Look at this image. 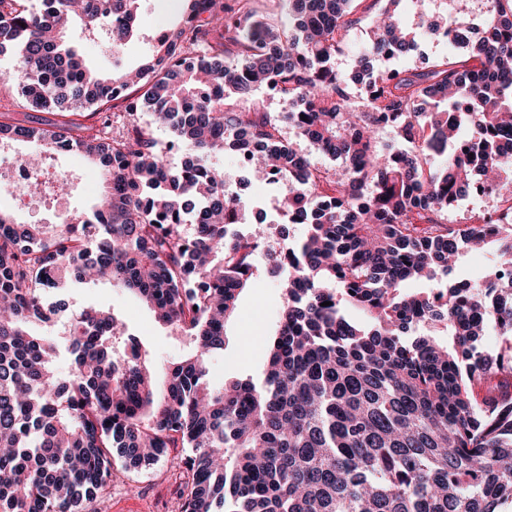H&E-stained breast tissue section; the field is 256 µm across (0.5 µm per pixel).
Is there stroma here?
Returning a JSON list of instances; mask_svg holds the SVG:
<instances>
[{"label":"stroma","instance_id":"1","mask_svg":"<svg viewBox=\"0 0 512 512\" xmlns=\"http://www.w3.org/2000/svg\"><path fill=\"white\" fill-rule=\"evenodd\" d=\"M139 4L140 30L119 59H112L92 42L74 41L75 50L83 56L90 69L108 74L138 68L155 54L157 31L177 24L184 12L183 0H139ZM13 68V54H0V123L40 128L57 123L60 115L55 111L21 113L8 109L7 101L14 89L7 78ZM92 168V162L82 156L54 155L49 161V173L68 170L74 175L60 207L54 208L45 203L20 209L10 197L0 194V209L11 212L16 221L23 224L55 220L63 210L91 212L97 197L85 183L83 174ZM64 297L67 311L75 314L88 307L112 309L128 332L139 339L158 372H165L168 366L180 362L191 350L187 337L158 322L146 305L127 291L111 287L108 282L68 285ZM284 305L279 278L264 273L259 274L240 294L236 313L225 329L223 351L211 353L206 358L208 380L213 387L220 388L225 383L246 378L257 383L262 381L267 361V339L273 334ZM183 456L182 449L174 448L169 455L141 472L115 468L111 493L106 499L92 503L93 512H180Z\"/></svg>","mask_w":512,"mask_h":512}]
</instances>
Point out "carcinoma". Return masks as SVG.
I'll return each mask as SVG.
<instances>
[{
  "mask_svg": "<svg viewBox=\"0 0 512 512\" xmlns=\"http://www.w3.org/2000/svg\"><path fill=\"white\" fill-rule=\"evenodd\" d=\"M180 25L135 73L101 75L69 46L98 35L113 52L138 29V0H0V54L15 52L12 107L60 111L51 129L0 124L7 138L72 150L105 171L86 224H18L0 209V512H86L129 472L186 448L181 512H501L512 506V345L477 350L486 326L512 336V0H481L484 27L446 30L448 54L415 61L429 12L403 0H286L288 23L257 0H185ZM368 21L353 69L336 71L351 29ZM235 54L234 62L227 61ZM272 87L297 136L336 165L315 167L253 98ZM119 101L123 114L112 112ZM188 151L162 158L143 108ZM100 125L80 121L84 111ZM123 126L111 135L112 124ZM399 148L383 147V130ZM232 150L253 179L279 184L285 222L305 234L267 255L285 290L261 385L220 390L205 357L256 278L250 208L212 159ZM70 176L23 192L62 191ZM493 209L452 224L448 210L478 182ZM193 225L187 234L184 225ZM497 243L494 273L448 284L458 257ZM106 280L187 336L193 352L156 370L110 310L72 320L67 384L56 346L35 334L44 293ZM429 291L409 294L408 281ZM367 316L350 321L343 306ZM441 324L453 348L437 343ZM124 341L121 352L114 342ZM490 377L498 389L477 398Z\"/></svg>",
  "mask_w": 512,
  "mask_h": 512,
  "instance_id": "carcinoma-1",
  "label": "carcinoma"
}]
</instances>
